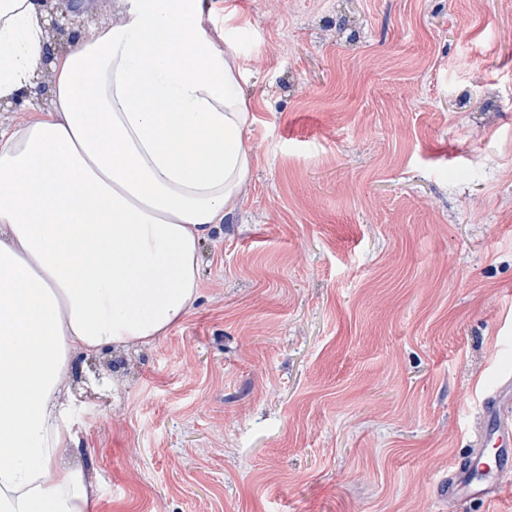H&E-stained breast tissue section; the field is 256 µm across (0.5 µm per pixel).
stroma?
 Instances as JSON below:
<instances>
[{
	"instance_id": "obj_1",
	"label": "stroma",
	"mask_w": 512,
	"mask_h": 512,
	"mask_svg": "<svg viewBox=\"0 0 512 512\" xmlns=\"http://www.w3.org/2000/svg\"><path fill=\"white\" fill-rule=\"evenodd\" d=\"M249 182L166 336L77 383L93 512H512L440 482L512 363V0H220Z\"/></svg>"
}]
</instances>
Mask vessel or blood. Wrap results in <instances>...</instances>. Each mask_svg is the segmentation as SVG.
Returning a JSON list of instances; mask_svg holds the SVG:
<instances>
[{"mask_svg":"<svg viewBox=\"0 0 512 512\" xmlns=\"http://www.w3.org/2000/svg\"><path fill=\"white\" fill-rule=\"evenodd\" d=\"M480 408L486 419L480 429L468 460L458 463L449 473L444 492L449 500L463 496L494 497L500 469L512 464V371L500 373L495 386L483 397ZM499 450L498 471L476 475L472 463L483 455L488 443Z\"/></svg>","mask_w":512,"mask_h":512,"instance_id":"1","label":"vessel or blood"}]
</instances>
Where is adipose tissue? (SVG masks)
Returning a JSON list of instances; mask_svg holds the SVG:
<instances>
[{"label": "adipose tissue", "instance_id": "obj_1", "mask_svg": "<svg viewBox=\"0 0 512 512\" xmlns=\"http://www.w3.org/2000/svg\"><path fill=\"white\" fill-rule=\"evenodd\" d=\"M56 49L43 0H0V512H92L77 453V356L147 346L200 291L199 247L253 156L210 0H115ZM49 62L47 95L37 71Z\"/></svg>", "mask_w": 512, "mask_h": 512}]
</instances>
